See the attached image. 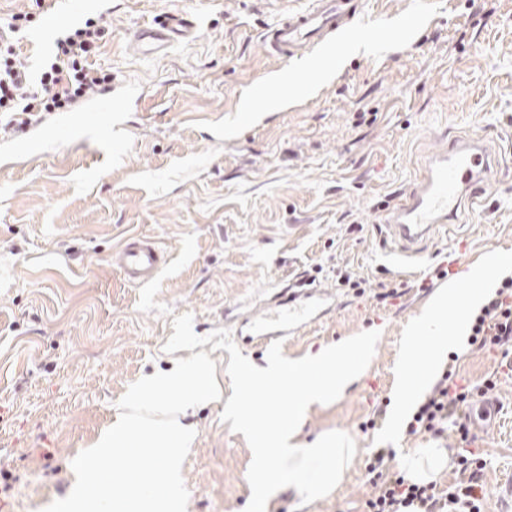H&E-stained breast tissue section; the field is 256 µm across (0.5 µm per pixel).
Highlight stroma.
Instances as JSON below:
<instances>
[{
	"label": "stroma",
	"mask_w": 512,
	"mask_h": 512,
	"mask_svg": "<svg viewBox=\"0 0 512 512\" xmlns=\"http://www.w3.org/2000/svg\"><path fill=\"white\" fill-rule=\"evenodd\" d=\"M309 0H0V36L37 70L55 37L91 20L106 34L91 61L124 112H49L0 132V469L12 475L0 512H44L75 483L73 459L144 375L167 369L165 344L184 313L207 336L224 310L255 312L299 284L334 292L335 313L291 337L284 356L316 354L380 333L374 357L336 401L313 404L297 444L330 431L358 449L337 491L305 505L284 488L266 512H365V463L378 448H457L410 435L392 408L415 320L448 283L465 288L493 254L512 255V0H366L368 24L335 76L296 102L241 118L240 92L302 77L264 44L265 31ZM196 14L198 38L140 56L133 33L173 11ZM20 31H11L12 21ZM488 142L500 163L487 203L424 239L418 271L401 265L385 220L426 161L453 136ZM166 257L149 286L112 262L127 238ZM467 238L457 272L448 242ZM397 297H389V290ZM454 346L459 379L496 375L503 423L476 443L486 461L484 512H504L512 475V374L500 355ZM222 400L187 421L197 436L182 466L187 512H245L251 449L223 422Z\"/></svg>",
	"instance_id": "stroma-1"
}]
</instances>
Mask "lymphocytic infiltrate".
<instances>
[{
	"mask_svg": "<svg viewBox=\"0 0 512 512\" xmlns=\"http://www.w3.org/2000/svg\"><path fill=\"white\" fill-rule=\"evenodd\" d=\"M103 36V28L90 21L67 31L56 39L53 54L35 75L17 63L13 43L1 41L0 112L8 117L6 129H25L39 114L64 110L108 87L111 75L88 62ZM467 343L488 351L512 349V276L501 280L474 315ZM494 387L490 378L459 383L455 368L447 367L412 414L408 433L438 436L452 424L466 442V410ZM395 456L394 449L380 448L369 458L365 469L375 493L366 502V512H483L486 462L479 452L466 446L457 449L460 479L445 490L437 482L418 483L393 471Z\"/></svg>",
	"mask_w": 512,
	"mask_h": 512,
	"instance_id": "1",
	"label": "lymphocytic infiltrate"
}]
</instances>
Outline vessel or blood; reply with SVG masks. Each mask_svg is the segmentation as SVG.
<instances>
[{
	"instance_id": "obj_1",
	"label": "vessel or blood",
	"mask_w": 512,
	"mask_h": 512,
	"mask_svg": "<svg viewBox=\"0 0 512 512\" xmlns=\"http://www.w3.org/2000/svg\"><path fill=\"white\" fill-rule=\"evenodd\" d=\"M365 13L363 0H311L307 8L288 13L268 27L265 40L284 61L325 45ZM198 26L191 12L167 13L162 20L140 26L134 44L143 57L163 53L174 42L196 38ZM493 175L486 147L477 140L455 137L447 149L436 153L389 213L388 227L403 249L453 223L464 209L480 203ZM164 259L163 252L146 239L131 237L115 251L113 261L131 284L153 280ZM330 293L314 288L284 289L268 302L262 316L251 319L254 340L263 346L298 334L332 306Z\"/></svg>"
}]
</instances>
